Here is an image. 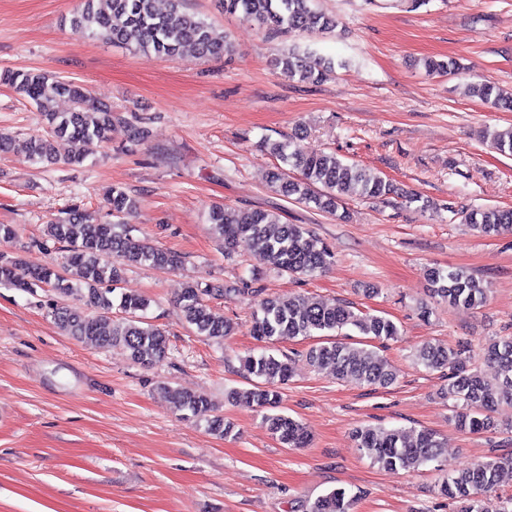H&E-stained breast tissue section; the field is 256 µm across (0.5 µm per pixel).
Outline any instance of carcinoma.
I'll use <instances>...</instances> for the list:
<instances>
[{
  "instance_id": "cac0c4a2",
  "label": "carcinoma",
  "mask_w": 512,
  "mask_h": 512,
  "mask_svg": "<svg viewBox=\"0 0 512 512\" xmlns=\"http://www.w3.org/2000/svg\"><path fill=\"white\" fill-rule=\"evenodd\" d=\"M184 0H170V9L159 12L155 0H82L81 8L70 18L77 34L114 44L176 56L189 47L200 58H211L229 51L230 45L217 36L211 25L183 8ZM224 12L239 14L270 29L319 35L332 32L336 19L314 7V0H221ZM275 68L303 82H315L331 62L307 61L297 47H290L274 58ZM424 67L431 73L448 75L457 68L453 60L427 59ZM0 83L15 88L38 106L46 121L47 133L22 141L0 135V155L21 149L35 162L55 165L58 159L53 141L65 138L74 146L69 158L81 164L94 156L107 141L114 113L112 106L94 99L90 92L68 80L39 70L5 71ZM469 95L497 108L512 110V93L488 83H473ZM57 97L72 103L69 112H52L47 104ZM491 145L501 152H512V127L486 132ZM269 151L281 165L271 173L270 182L277 192L296 201L314 204L322 212L333 213L342 205V195L357 189L368 198L385 200L398 194L397 187L355 163H345L334 153L308 154L290 142H269ZM112 221L93 223L77 205L65 216L47 225V235L66 251L62 265L29 268L18 257L0 254V285L32 291L45 288L54 299L49 314L55 324L75 339L101 349L120 345L129 358L141 365L168 359L169 342L164 331L145 322L141 313L150 300L137 295L113 294L125 270L148 263L158 269H175L181 256L151 246L131 234L121 216L135 200L119 187L105 197ZM214 234L224 242V253L246 247L266 257L270 267L291 277L311 276L325 270L333 254L301 224H283L279 215L264 209L241 210L214 204L208 212ZM464 222L485 235L512 231V208H479L465 214ZM432 291L439 301L452 307L476 308L486 302L489 288L483 281L460 270H427ZM257 278L240 282L233 292L258 299L252 313L251 334L258 341L276 342L311 336H341L352 329L371 347L358 343L323 341L308 350L306 360L327 370L338 379H353L371 386L394 383L397 372L380 354V346L397 338L399 329L389 318L369 311L355 312L350 306L299 296L272 298L262 296ZM224 293L222 288L189 285L177 300L183 321L197 335L221 343L232 335L231 322L212 312L208 297ZM118 314H112V309ZM463 345L450 348L441 342L422 346L418 361L426 368L446 372L448 384L441 389L443 398L453 401L457 425L471 433L495 428L491 412L502 403L512 405V336L491 341L487 358L498 367V375L489 380L464 364ZM248 374L258 378L249 388H230L225 397L244 403L261 413L262 423L278 440L290 448L308 443L305 428L291 417L275 412L279 407V385L291 374V358L262 351L240 359ZM174 407L188 418L203 419L210 433L222 437L232 431L224 417L209 403L194 394L159 386ZM356 446L380 469L396 472L416 469L439 460L443 442L428 430L365 426L356 431ZM512 464V453L492 451L484 459L461 471H449L439 484V493L458 505L460 512H512V497L493 495L503 468ZM355 497L334 490L310 503L306 512H353Z\"/></svg>"
}]
</instances>
